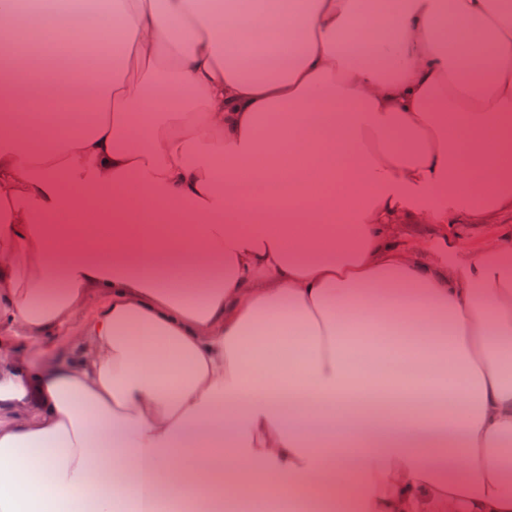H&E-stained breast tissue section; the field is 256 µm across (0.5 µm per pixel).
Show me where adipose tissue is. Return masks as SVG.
<instances>
[{"mask_svg":"<svg viewBox=\"0 0 512 512\" xmlns=\"http://www.w3.org/2000/svg\"><path fill=\"white\" fill-rule=\"evenodd\" d=\"M246 22L93 14L118 76L41 75L65 137L0 72V512H512V0ZM461 214L498 230L451 252Z\"/></svg>","mask_w":512,"mask_h":512,"instance_id":"1","label":"adipose tissue"}]
</instances>
